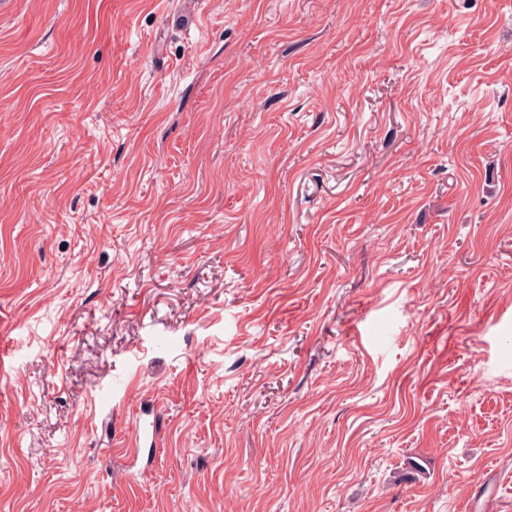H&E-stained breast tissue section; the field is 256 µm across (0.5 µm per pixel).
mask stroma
I'll return each mask as SVG.
<instances>
[{
	"label": "stroma",
	"mask_w": 512,
	"mask_h": 512,
	"mask_svg": "<svg viewBox=\"0 0 512 512\" xmlns=\"http://www.w3.org/2000/svg\"><path fill=\"white\" fill-rule=\"evenodd\" d=\"M0 512H512V0H0Z\"/></svg>",
	"instance_id": "35a3bbf8"
}]
</instances>
